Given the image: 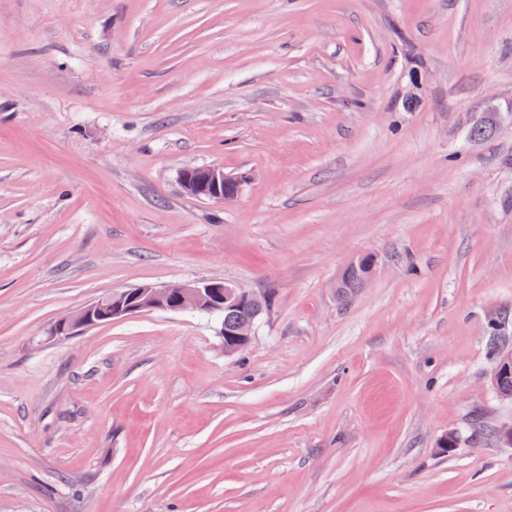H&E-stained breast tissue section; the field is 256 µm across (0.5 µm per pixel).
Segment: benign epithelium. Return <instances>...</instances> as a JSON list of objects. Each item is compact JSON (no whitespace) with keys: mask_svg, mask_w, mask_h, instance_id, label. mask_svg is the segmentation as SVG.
Segmentation results:
<instances>
[{"mask_svg":"<svg viewBox=\"0 0 512 512\" xmlns=\"http://www.w3.org/2000/svg\"><path fill=\"white\" fill-rule=\"evenodd\" d=\"M184 191L196 198L226 203L234 195L224 188L240 189L242 179L224 173L220 167L207 166L187 169L181 174ZM265 295L246 290L224 280L194 282H172L162 285H139L115 289L78 309L60 316L50 329L53 338H66L84 328L155 311H193L208 313L220 324L219 336L224 342V353L234 355L249 345L256 317L238 321L233 325L224 323V313L245 306L263 310ZM512 370V351L503 352L494 358L491 379Z\"/></svg>","mask_w":512,"mask_h":512,"instance_id":"7a95c632","label":"benign epithelium"}]
</instances>
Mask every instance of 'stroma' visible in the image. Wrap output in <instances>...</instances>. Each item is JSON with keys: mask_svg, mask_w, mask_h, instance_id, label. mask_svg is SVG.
<instances>
[{"mask_svg": "<svg viewBox=\"0 0 512 512\" xmlns=\"http://www.w3.org/2000/svg\"><path fill=\"white\" fill-rule=\"evenodd\" d=\"M212 279L271 298L235 355L190 312L47 336ZM493 308L512 0H0V512H512ZM243 179L232 177L224 173L220 167L207 166L187 169L181 174V183L184 191L193 197L226 203L238 195ZM234 186L235 193H224V188ZM227 188V192H231ZM375 265V260L371 255L364 257L362 266H357L354 269L349 268L341 277L338 282V295L342 298L348 297L357 288H360L362 277Z\"/></svg>", "mask_w": 512, "mask_h": 512, "instance_id": "35a3bbf8", "label": "stroma"}]
</instances>
